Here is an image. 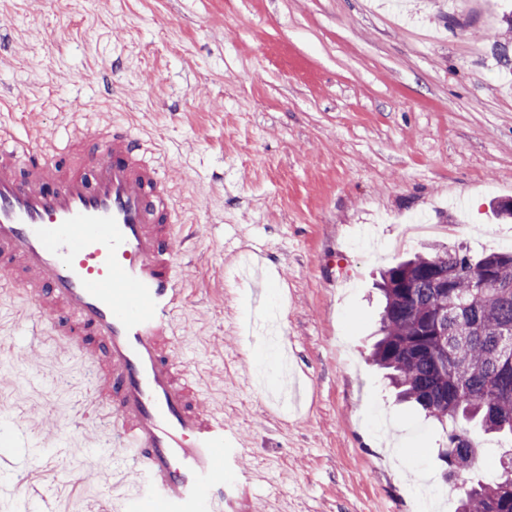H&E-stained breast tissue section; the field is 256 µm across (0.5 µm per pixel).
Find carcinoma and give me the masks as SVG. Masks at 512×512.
Returning <instances> with one entry per match:
<instances>
[{"instance_id":"obj_1","label":"carcinoma","mask_w":512,"mask_h":512,"mask_svg":"<svg viewBox=\"0 0 512 512\" xmlns=\"http://www.w3.org/2000/svg\"><path fill=\"white\" fill-rule=\"evenodd\" d=\"M485 268L481 287L466 271ZM381 336L371 359L386 371L396 397L415 403L446 429L440 452L445 476L451 452L474 457V430L512 439V250L471 258L432 248L382 271ZM448 279V287L438 281ZM457 512H512V453L491 483L471 484Z\"/></svg>"}]
</instances>
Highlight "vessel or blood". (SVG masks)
Wrapping results in <instances>:
<instances>
[{"mask_svg":"<svg viewBox=\"0 0 512 512\" xmlns=\"http://www.w3.org/2000/svg\"><path fill=\"white\" fill-rule=\"evenodd\" d=\"M100 141L55 156L0 126V268L31 308L21 359L38 370L48 338L93 374L112 478L158 512H249L241 450L177 349L168 180L126 129Z\"/></svg>","mask_w":512,"mask_h":512,"instance_id":"obj_1","label":"vessel or blood"}]
</instances>
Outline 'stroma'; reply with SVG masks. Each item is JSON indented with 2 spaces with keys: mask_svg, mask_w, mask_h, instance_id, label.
Instances as JSON below:
<instances>
[{
  "mask_svg": "<svg viewBox=\"0 0 512 512\" xmlns=\"http://www.w3.org/2000/svg\"><path fill=\"white\" fill-rule=\"evenodd\" d=\"M512 0H0V124L44 147L130 129L160 163L191 254L175 321L206 408L247 448L253 512H455L444 434L370 353L381 270L432 244L512 247ZM112 72L111 86L79 81ZM266 257L254 276L247 255ZM0 293V512H97L112 437L81 362L18 360ZM66 410L79 430L57 431Z\"/></svg>",
  "mask_w": 512,
  "mask_h": 512,
  "instance_id": "35a3bbf8",
  "label": "stroma"
}]
</instances>
